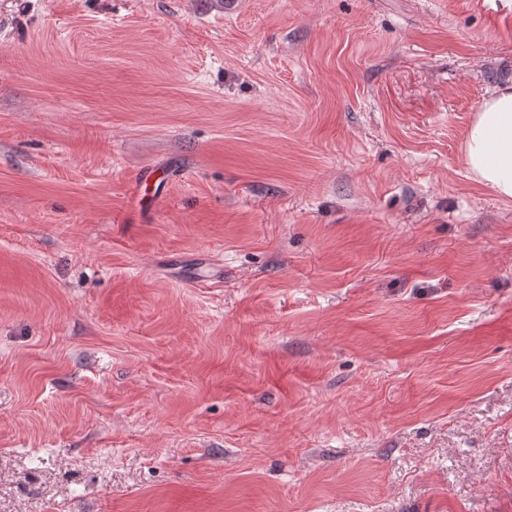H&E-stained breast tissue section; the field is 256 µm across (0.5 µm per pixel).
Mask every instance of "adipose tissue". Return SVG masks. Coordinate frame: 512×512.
<instances>
[{
	"instance_id": "adipose-tissue-1",
	"label": "adipose tissue",
	"mask_w": 512,
	"mask_h": 512,
	"mask_svg": "<svg viewBox=\"0 0 512 512\" xmlns=\"http://www.w3.org/2000/svg\"><path fill=\"white\" fill-rule=\"evenodd\" d=\"M465 159L472 176L512 199V85L496 88L469 127Z\"/></svg>"
}]
</instances>
